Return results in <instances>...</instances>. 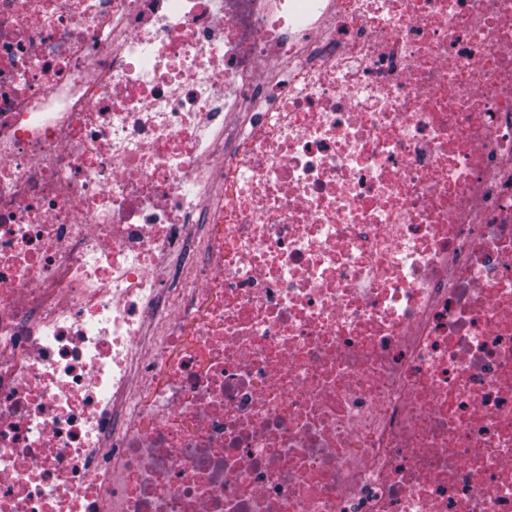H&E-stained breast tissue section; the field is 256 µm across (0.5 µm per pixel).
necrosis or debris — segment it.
Segmentation results:
<instances>
[{"label":"necrosis or debris","mask_w":512,"mask_h":512,"mask_svg":"<svg viewBox=\"0 0 512 512\" xmlns=\"http://www.w3.org/2000/svg\"><path fill=\"white\" fill-rule=\"evenodd\" d=\"M0 512H512V0H0Z\"/></svg>","instance_id":"4bbe7bcc"}]
</instances>
